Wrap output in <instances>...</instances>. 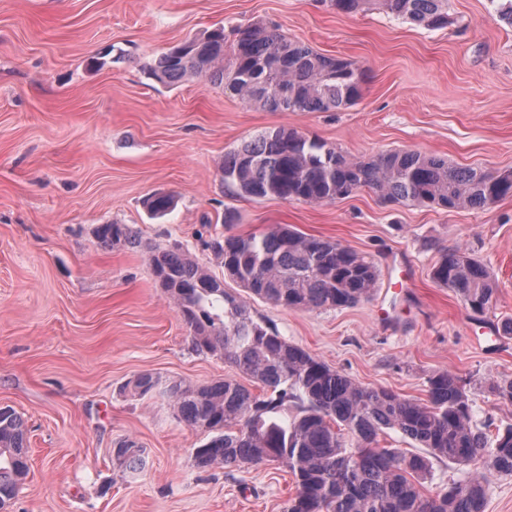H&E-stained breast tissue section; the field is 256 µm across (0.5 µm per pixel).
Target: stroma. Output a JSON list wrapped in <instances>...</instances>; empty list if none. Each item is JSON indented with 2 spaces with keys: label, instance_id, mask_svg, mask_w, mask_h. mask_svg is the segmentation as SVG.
<instances>
[{
  "label": "stroma",
  "instance_id": "stroma-1",
  "mask_svg": "<svg viewBox=\"0 0 512 512\" xmlns=\"http://www.w3.org/2000/svg\"><path fill=\"white\" fill-rule=\"evenodd\" d=\"M429 30L379 10L345 15L324 0H0V406L22 416L28 472L0 512H283L296 492L285 467L199 468L210 435L158 396L127 384L149 373L205 384L240 379L223 358L191 349L155 281L148 251L174 243L213 273L205 246L234 210L238 235L288 225L370 256L372 297L349 308L289 310L255 299V317L368 387L425 399V379L465 382L476 424L512 423L493 390L512 380V336L477 348L482 322L512 319V198L483 209L386 204L371 190L321 205L236 198L225 153L281 125L369 159L390 149L462 167L512 170V25L496 0H448ZM261 23L366 72L356 104L334 112H268L192 79L164 87L146 69L169 47L215 28ZM174 208L152 218L146 200ZM138 232L108 248L101 224ZM459 247L493 275L486 317L437 285L432 268ZM400 253L413 297L387 333L379 305L396 295ZM136 442L130 474L113 456ZM117 451H115L116 459L123 463L126 468L137 471L143 465L140 449L132 440H121L117 442Z\"/></svg>",
  "mask_w": 512,
  "mask_h": 512
}]
</instances>
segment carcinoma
<instances>
[{"instance_id": "obj_1", "label": "carcinoma", "mask_w": 512, "mask_h": 512, "mask_svg": "<svg viewBox=\"0 0 512 512\" xmlns=\"http://www.w3.org/2000/svg\"><path fill=\"white\" fill-rule=\"evenodd\" d=\"M353 14L376 6L428 29L448 27V0H324ZM150 76L173 87L193 78L224 86L251 107L272 112H331L362 96L365 71L326 56L260 24L240 25L228 42L224 28L176 53L168 49ZM224 189L231 196L274 197L321 204L368 188L385 203L434 209H482L512 197V171L460 167L415 151L387 150L357 161L286 126L266 130L224 154ZM106 247L141 246L127 224H100ZM208 248L221 259L217 276L178 244L149 252L153 276L174 304L197 352L224 362L262 388L224 379L207 384L163 383L149 373L131 382L140 397L158 395L186 425L212 437L195 449L200 468L276 462L294 475L296 494L284 512H486L488 483L512 476V424L479 427L463 380L436 371L426 400L365 387L288 342L254 318L256 297L288 309L345 308L368 300L376 286L372 260L337 241L277 226L262 234L228 232ZM246 296L224 289V278ZM432 279L481 315L495 301L488 268L461 248L441 253ZM386 430L414 442L417 452L379 446ZM27 431L11 407H0V509L15 498L27 471ZM116 459L143 465L132 440L117 442ZM470 468L467 480L430 498L422 484L433 463Z\"/></svg>"}]
</instances>
